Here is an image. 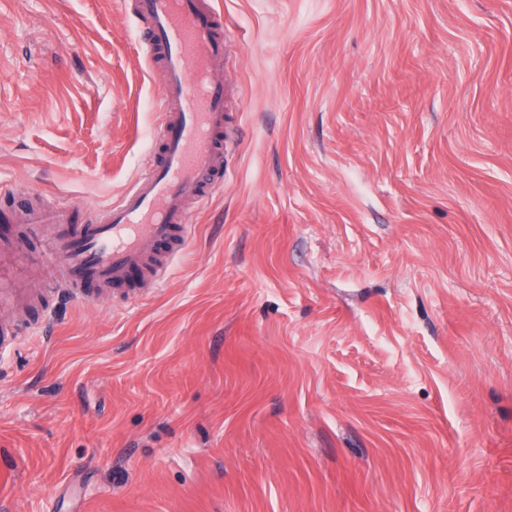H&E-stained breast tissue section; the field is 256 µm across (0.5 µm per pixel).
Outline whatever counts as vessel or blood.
I'll return each mask as SVG.
<instances>
[{
  "label": "vessel or blood",
  "mask_w": 512,
  "mask_h": 512,
  "mask_svg": "<svg viewBox=\"0 0 512 512\" xmlns=\"http://www.w3.org/2000/svg\"><path fill=\"white\" fill-rule=\"evenodd\" d=\"M147 31L140 58L162 73L156 144L140 173L91 220L79 208L25 204L22 219L44 238L43 256L0 250V308H14L36 284L53 283L70 299L102 300L137 271L161 283L190 254L193 216L224 191V158L236 143L226 120L233 82L229 40L215 0H121ZM23 321L0 317V348L15 346Z\"/></svg>",
  "instance_id": "obj_1"
}]
</instances>
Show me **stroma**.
Returning <instances> with one entry per match:
<instances>
[{
    "label": "stroma",
    "mask_w": 512,
    "mask_h": 512,
    "mask_svg": "<svg viewBox=\"0 0 512 512\" xmlns=\"http://www.w3.org/2000/svg\"><path fill=\"white\" fill-rule=\"evenodd\" d=\"M239 132L188 260L0 351V512H512V0H216ZM0 0V199L107 205L161 75Z\"/></svg>",
    "instance_id": "35a3bbf8"
}]
</instances>
